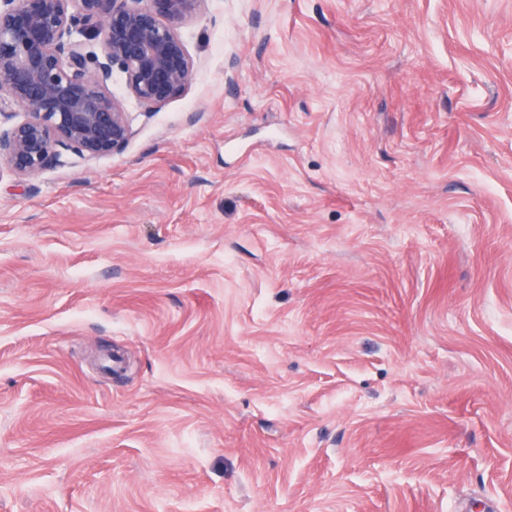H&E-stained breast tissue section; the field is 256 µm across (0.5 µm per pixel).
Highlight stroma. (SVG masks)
<instances>
[{"label":"stroma","instance_id":"35a3bbf8","mask_svg":"<svg viewBox=\"0 0 512 512\" xmlns=\"http://www.w3.org/2000/svg\"><path fill=\"white\" fill-rule=\"evenodd\" d=\"M120 153L0 172V512H512V0H205Z\"/></svg>","mask_w":512,"mask_h":512}]
</instances>
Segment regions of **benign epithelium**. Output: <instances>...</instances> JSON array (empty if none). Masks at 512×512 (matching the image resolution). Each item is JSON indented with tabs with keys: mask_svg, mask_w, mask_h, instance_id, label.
I'll return each mask as SVG.
<instances>
[{
	"mask_svg": "<svg viewBox=\"0 0 512 512\" xmlns=\"http://www.w3.org/2000/svg\"><path fill=\"white\" fill-rule=\"evenodd\" d=\"M202 2L0 0V105L23 112L0 131V165L29 177L63 150L122 152L132 126L113 73L147 111L181 96L194 71L179 29Z\"/></svg>",
	"mask_w": 512,
	"mask_h": 512,
	"instance_id": "obj_1",
	"label": "benign epithelium"
}]
</instances>
